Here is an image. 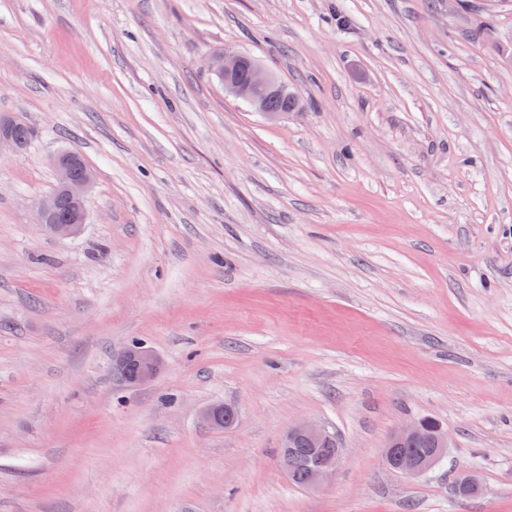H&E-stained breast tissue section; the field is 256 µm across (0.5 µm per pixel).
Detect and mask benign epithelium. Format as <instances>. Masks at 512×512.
I'll return each mask as SVG.
<instances>
[{"label": "benign epithelium", "mask_w": 512, "mask_h": 512, "mask_svg": "<svg viewBox=\"0 0 512 512\" xmlns=\"http://www.w3.org/2000/svg\"><path fill=\"white\" fill-rule=\"evenodd\" d=\"M212 69L221 73L225 90L248 102L251 107L270 119L283 116V112L267 106V93L273 90L278 79L259 64H245V59L237 52L226 50L211 60ZM7 147L15 152L21 150V144L13 133V123L0 118V149ZM54 165L60 184V194L43 199L36 208V223L42 225L58 237L68 238L78 234L85 224L87 195L94 181L93 171L82 161L79 155L70 151L59 154ZM66 201L70 208L69 220L60 223L55 219V209L60 201ZM163 367L162 358L152 349L141 344L127 348L112 361V373L131 387H140L152 383ZM200 419L212 428H229L237 420L234 408L213 405L200 412ZM327 428L317 422L305 421L288 429L285 444L299 441L315 444L327 436ZM425 442L430 450L425 455H415L407 445ZM450 444L448 433L439 430L436 435L427 437L422 434V421L413 420L395 429L385 443V461L389 468L400 469L407 476H419L427 473L447 454ZM340 459V448L336 447L319 455L318 460L308 472L306 486L317 489L326 484L334 475ZM456 488L463 496L483 493L484 488L474 474H468L457 480Z\"/></svg>", "instance_id": "obj_1"}]
</instances>
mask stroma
<instances>
[{
    "label": "stroma",
    "instance_id": "35a3bbf8",
    "mask_svg": "<svg viewBox=\"0 0 512 512\" xmlns=\"http://www.w3.org/2000/svg\"><path fill=\"white\" fill-rule=\"evenodd\" d=\"M484 2L0 0L32 130L0 154V512H512V0ZM227 49L301 111L226 93ZM64 150L96 174L70 238L35 222ZM136 342L164 369L133 389ZM425 417L445 457L388 468ZM303 421L341 448L318 490L278 463ZM162 367V358L141 344L132 345L112 361V373L131 387L152 383ZM200 419L212 428H229L237 420V412L234 408L223 405L206 407L200 412ZM426 442L430 450L425 455H415V448H427L422 445L406 448L408 444ZM450 444L448 433L440 429L438 434L424 437L422 420H413L395 429L385 443V461L389 468L400 469L407 476H419L427 473L447 454Z\"/></svg>",
    "mask_w": 512,
    "mask_h": 512
}]
</instances>
